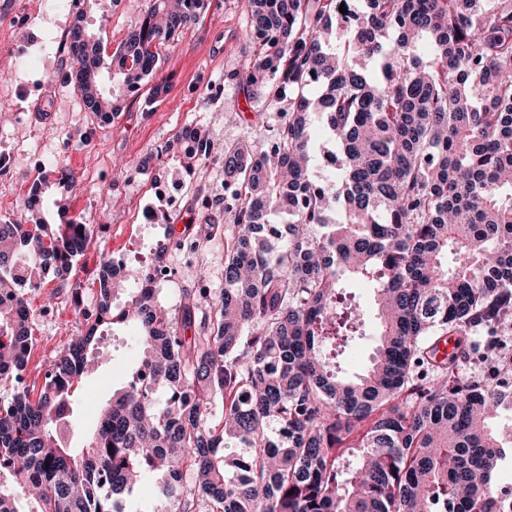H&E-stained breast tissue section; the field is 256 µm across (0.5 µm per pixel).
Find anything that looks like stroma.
Masks as SVG:
<instances>
[{
  "label": "stroma",
  "instance_id": "35a3bbf8",
  "mask_svg": "<svg viewBox=\"0 0 512 512\" xmlns=\"http://www.w3.org/2000/svg\"><path fill=\"white\" fill-rule=\"evenodd\" d=\"M38 0H0V98L10 110L0 119V218H18L25 187L59 165L76 174L68 214L58 213L53 199H46L40 216L51 224L67 223L78 216L90 225L94 243L78 262L72 281L83 291L82 304L90 306L96 294L95 270L101 255L131 260L152 257L167 231L193 225L201 249L196 263L169 250L168 265L176 272L162 284V301L173 300L179 289L192 287L198 265L209 271L213 292L224 286V235L209 234L197 223L199 195L223 202L224 174L216 163L186 175L172 156H157L186 124L209 130L214 141L233 142L244 137L265 139L277 122L273 112L259 111L236 82L227 78L239 69L245 48L246 0H209L200 21L186 30L166 50L159 69L168 90L150 98L148 87L129 97L120 117L104 123L86 112L70 81L72 63L56 39L68 34L73 16L39 8ZM75 13L104 43L118 46L137 28L149 0H126L123 8L103 10L94 0H75ZM26 49L30 67L15 69L12 55ZM161 170L182 179L177 199L157 194L150 179ZM162 213L160 223L142 228V208ZM55 295L52 312L37 316L31 333L34 348L26 373L29 380L43 379V367L78 332L79 322L71 295L61 290L55 275H47L40 295L32 299L39 309L43 298ZM100 366L79 392L77 429L72 439L81 447L93 431L100 406L127 380L137 365L135 332L116 326L99 343Z\"/></svg>",
  "mask_w": 512,
  "mask_h": 512
}]
</instances>
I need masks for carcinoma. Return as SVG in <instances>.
<instances>
[{
	"mask_svg": "<svg viewBox=\"0 0 512 512\" xmlns=\"http://www.w3.org/2000/svg\"><path fill=\"white\" fill-rule=\"evenodd\" d=\"M206 6L150 0L110 55L77 18L85 107L117 117ZM339 7L247 0L248 55L227 79L278 114L272 149L217 153L193 127L156 150L187 173L216 162L236 190L223 292L202 272L172 305L134 286L120 304L167 246L124 279L103 258L94 304L72 289L81 329L35 389L26 295L51 269L67 279L92 232L0 221V512H493L512 386L467 378L470 352L439 346L512 333V0H350V25ZM316 112L331 150L310 140ZM324 156L340 180L312 175ZM74 181L66 166L42 177L60 194ZM351 282L377 308L370 364L347 377L340 358L367 324ZM118 324L136 332L137 367L71 448L60 432ZM484 353L512 365L495 341ZM146 477L154 495L134 510Z\"/></svg>",
	"mask_w": 512,
	"mask_h": 512,
	"instance_id": "1",
	"label": "carcinoma"
}]
</instances>
